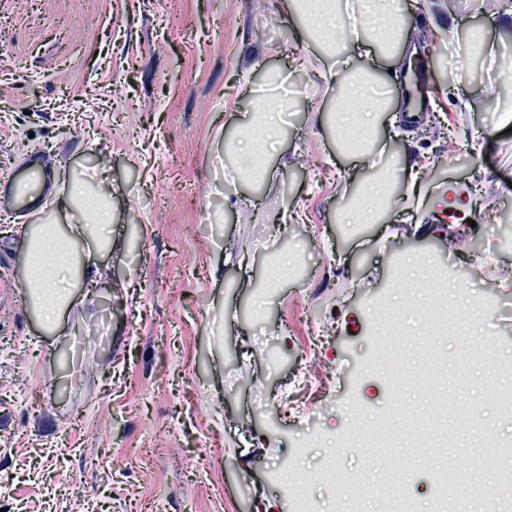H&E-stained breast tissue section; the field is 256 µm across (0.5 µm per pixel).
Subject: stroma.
<instances>
[{"instance_id": "stroma-1", "label": "stroma", "mask_w": 512, "mask_h": 512, "mask_svg": "<svg viewBox=\"0 0 512 512\" xmlns=\"http://www.w3.org/2000/svg\"><path fill=\"white\" fill-rule=\"evenodd\" d=\"M83 26L80 49L60 35ZM400 48L325 56L294 0H0V54L13 61L0 96V512H290L276 469L298 470L320 512H437L439 472L464 491L452 512H478L470 478L488 481L487 442L512 446V16L484 0H400ZM423 50L421 62L402 45ZM339 76L366 70L356 96L422 125L377 128L369 157L346 151L333 122ZM281 107L278 135L244 120ZM458 149L448 153L447 139ZM77 177L108 172L112 270L47 332L17 263L24 234L6 197L30 155ZM428 179L408 194L404 159ZM393 187L374 224L344 220L370 183ZM472 195L452 213L454 193ZM247 267H240V259ZM469 280L453 331L430 336V293L409 259ZM394 311V319L380 316ZM487 336V360L470 346ZM392 340L402 364L382 369ZM433 354L446 383L420 386ZM483 401L481 434L418 446L410 425L435 401L456 422ZM388 417L375 456L350 444L354 423ZM336 471L335 484L324 481ZM405 497L387 487L402 471Z\"/></svg>"}]
</instances>
